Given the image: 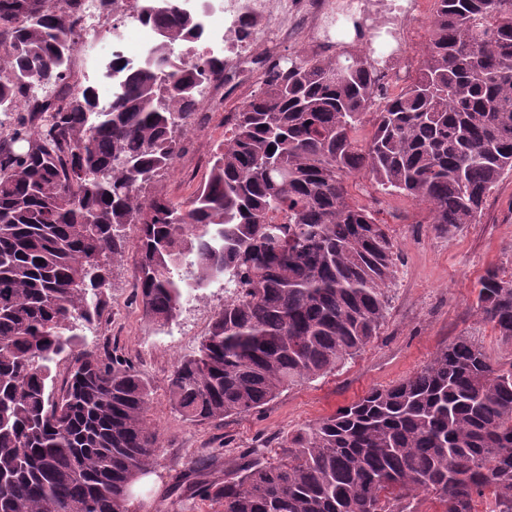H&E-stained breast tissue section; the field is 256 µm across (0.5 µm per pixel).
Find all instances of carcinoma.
Listing matches in <instances>:
<instances>
[{
  "label": "carcinoma",
  "mask_w": 512,
  "mask_h": 512,
  "mask_svg": "<svg viewBox=\"0 0 512 512\" xmlns=\"http://www.w3.org/2000/svg\"><path fill=\"white\" fill-rule=\"evenodd\" d=\"M79 2L0 0V43L17 48L0 74V512H131L160 452L149 383L83 341L129 247L160 327L185 295L232 284L167 380L183 418L221 422L344 365L384 324L395 242L347 178L425 203L449 238L512 172V0H433L430 42L396 94L365 55L267 65L182 201L142 191L182 152L180 130L202 123L201 78H232L173 58L200 27L170 0L149 14L168 32L154 62L104 107L68 83ZM34 79L55 95L29 96ZM474 309L512 343V276L488 269ZM284 447L273 461L242 453L194 497L222 512H415L422 490L473 512L487 491L489 512H512V362L461 335Z\"/></svg>",
  "instance_id": "cac0c4a2"
}]
</instances>
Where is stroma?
I'll use <instances>...</instances> for the list:
<instances>
[{
  "instance_id": "1",
  "label": "stroma",
  "mask_w": 512,
  "mask_h": 512,
  "mask_svg": "<svg viewBox=\"0 0 512 512\" xmlns=\"http://www.w3.org/2000/svg\"><path fill=\"white\" fill-rule=\"evenodd\" d=\"M432 0L402 23L384 12L385 26H398V38L365 30L358 18L341 20L338 28L315 35L307 45L275 46L271 55L327 59L342 53L363 54L375 48L387 58L388 83L399 80L407 63L420 60L430 41ZM255 83L243 79L225 85L217 108L207 109L202 124L181 132L184 149L173 167L145 190L146 195L187 198L208 172L209 160L224 142L225 112L247 97ZM355 201L371 206L387 224L398 248L396 279L390 291L387 319L378 335L339 370L286 389L264 409L221 422H191L167 400V379L176 360L190 353L205 334L213 312L224 303L220 284L187 297L179 316L158 327L143 313L135 295L137 256L127 250L111 269L110 316L86 332L88 346L122 355L148 379L152 389L147 414L159 433L161 450L150 477L140 480L132 512H183L186 500L177 482L192 461L201 459L211 478L223 479L225 465L248 448L264 458L282 455V440L300 428L333 415L374 388L387 387L420 370L457 336L475 335L493 363L512 362V347L503 344L490 324L473 309L476 286L486 269L512 272V173L489 194L479 223L465 225L452 238L437 235L425 204L401 196L370 193L369 182L349 180Z\"/></svg>"
}]
</instances>
